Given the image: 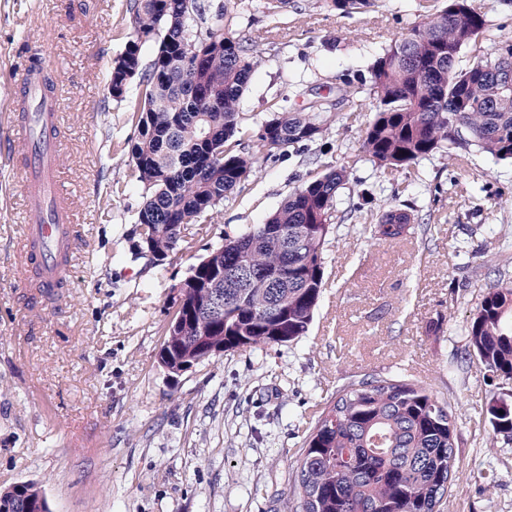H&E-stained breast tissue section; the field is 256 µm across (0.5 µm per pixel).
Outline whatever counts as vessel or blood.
<instances>
[{
	"mask_svg": "<svg viewBox=\"0 0 512 512\" xmlns=\"http://www.w3.org/2000/svg\"><path fill=\"white\" fill-rule=\"evenodd\" d=\"M33 128L24 130L28 142L23 187L32 215L25 231L27 255L39 274L44 296L53 297L67 281L82 242L65 203L67 191L59 180V117L54 102L33 116Z\"/></svg>",
	"mask_w": 512,
	"mask_h": 512,
	"instance_id": "vessel-or-blood-1",
	"label": "vessel or blood"
}]
</instances>
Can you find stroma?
<instances>
[{
  "label": "stroma",
  "instance_id": "stroma-1",
  "mask_svg": "<svg viewBox=\"0 0 512 512\" xmlns=\"http://www.w3.org/2000/svg\"><path fill=\"white\" fill-rule=\"evenodd\" d=\"M209 3L259 57L240 100L249 121L275 103L292 108L297 90L324 95L348 80L358 93L322 139L278 152L159 263L139 249L134 98L114 100L106 86L129 0H0V491L36 484L51 512H288L304 438L337 390L399 375L455 416L462 470L440 512H512V440L488 412L493 400L512 404V378L454 358L484 289L512 283V165L438 153L389 183L361 150L373 109L361 85L375 56L420 21L421 0H375L351 16L323 0H291L275 17L265 0ZM36 62L54 84L60 177L85 234L63 297L37 306L19 280L25 146L12 131L36 109L21 84ZM322 163L349 171L338 208L353 216L325 244L307 336L168 377L159 352L190 267L225 235L264 223ZM392 205L416 222L382 243L369 226ZM477 226L498 249L477 252Z\"/></svg>",
  "mask_w": 512,
  "mask_h": 512
}]
</instances>
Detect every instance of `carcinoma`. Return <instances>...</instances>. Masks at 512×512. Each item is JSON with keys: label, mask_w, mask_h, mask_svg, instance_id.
Here are the masks:
<instances>
[{"label": "carcinoma", "mask_w": 512, "mask_h": 512, "mask_svg": "<svg viewBox=\"0 0 512 512\" xmlns=\"http://www.w3.org/2000/svg\"><path fill=\"white\" fill-rule=\"evenodd\" d=\"M344 14L371 0H325ZM131 28L109 76L112 97L136 85L131 141L132 175L148 191L136 223L147 228L153 255L174 253L185 232L203 231L226 194L258 173L286 147L314 142L330 128L350 83L333 97L308 98L298 107L274 103L252 130L239 104L258 56L230 32L224 13L204 16V0H132ZM195 42L198 54L184 55ZM488 24L469 0H445L376 56L368 93L374 115L361 150L382 177L410 170L439 152L462 161L476 149L512 163V41L487 48ZM154 47L149 70L143 49ZM469 63L458 66L463 52ZM256 150L240 149L243 138ZM348 171L330 165L309 173L264 223L224 236L190 268L183 281L192 309L175 312V330L159 363L179 374L183 359L216 351L292 343L307 335L324 281L323 251L335 223ZM413 215L390 206L376 215L372 237L404 239ZM224 311H210L215 296ZM465 356L512 376V287L496 285L479 299L467 328ZM493 429L512 434V405L489 409ZM455 418L450 404L425 387L396 377L361 379L336 394L305 438L292 473L294 512H440L455 478ZM0 512H49L32 483L0 491Z\"/></svg>", "instance_id": "1"}]
</instances>
